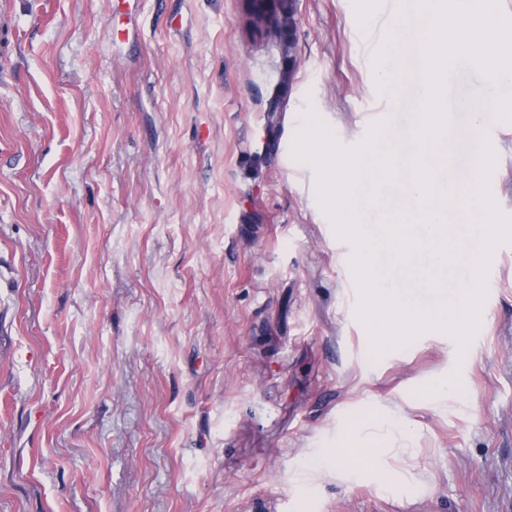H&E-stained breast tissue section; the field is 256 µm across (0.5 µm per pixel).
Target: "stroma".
Masks as SVG:
<instances>
[{"mask_svg": "<svg viewBox=\"0 0 512 512\" xmlns=\"http://www.w3.org/2000/svg\"><path fill=\"white\" fill-rule=\"evenodd\" d=\"M0 0V512H512V244L466 345L376 356L318 175L383 112L406 149L414 75L380 89L386 0H298L276 150L274 43L239 0ZM484 79L449 77L451 164ZM492 148L512 216V121ZM354 432L376 466L304 460Z\"/></svg>", "mask_w": 512, "mask_h": 512, "instance_id": "stroma-1", "label": "stroma"}]
</instances>
